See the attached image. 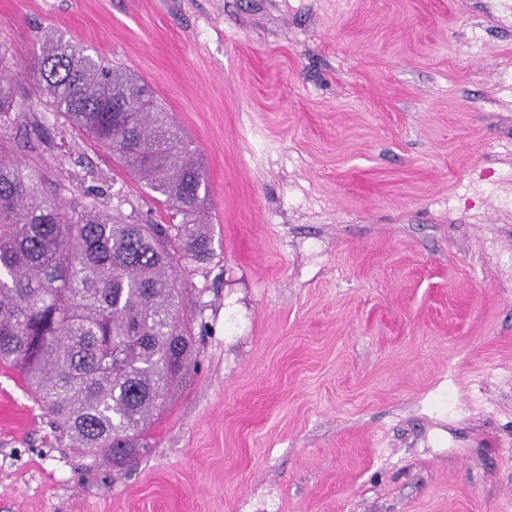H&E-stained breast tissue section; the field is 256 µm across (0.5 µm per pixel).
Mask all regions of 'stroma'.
Instances as JSON below:
<instances>
[{"instance_id": "obj_1", "label": "stroma", "mask_w": 512, "mask_h": 512, "mask_svg": "<svg viewBox=\"0 0 512 512\" xmlns=\"http://www.w3.org/2000/svg\"><path fill=\"white\" fill-rule=\"evenodd\" d=\"M154 91L207 173L196 366L124 468L0 367V512H512V0H0ZM42 163L165 223L39 107Z\"/></svg>"}]
</instances>
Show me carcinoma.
<instances>
[{
  "label": "carcinoma",
  "instance_id": "1",
  "mask_svg": "<svg viewBox=\"0 0 512 512\" xmlns=\"http://www.w3.org/2000/svg\"><path fill=\"white\" fill-rule=\"evenodd\" d=\"M0 47V130L40 102L112 151L156 193L167 224H130L85 194L68 201L36 162L0 137V365L19 371L60 440L130 461L194 366L179 272L207 260L198 214L206 175L195 149L146 86L77 44L45 37L30 76L38 102L15 98Z\"/></svg>",
  "mask_w": 512,
  "mask_h": 512
}]
</instances>
